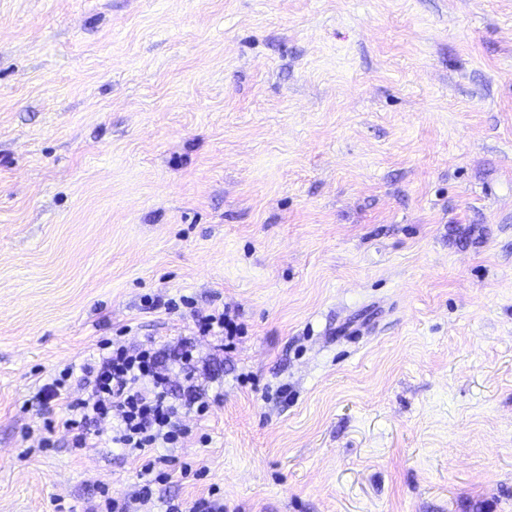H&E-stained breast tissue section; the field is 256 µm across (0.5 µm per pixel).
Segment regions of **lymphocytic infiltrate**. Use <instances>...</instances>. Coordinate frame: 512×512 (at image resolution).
Returning <instances> with one entry per match:
<instances>
[{"mask_svg": "<svg viewBox=\"0 0 512 512\" xmlns=\"http://www.w3.org/2000/svg\"><path fill=\"white\" fill-rule=\"evenodd\" d=\"M76 385L84 390L77 400L71 397ZM40 396L66 405L61 422L47 419L38 426L41 447H52L51 436L59 426L74 448H90L102 441L119 445L124 454L142 462L133 500L151 505L152 474L166 461L164 449L176 447L186 436L180 426L182 406L158 370L153 345L113 348L100 344L93 358L52 377Z\"/></svg>", "mask_w": 512, "mask_h": 512, "instance_id": "f902f5d3", "label": "lymphocytic infiltrate"}]
</instances>
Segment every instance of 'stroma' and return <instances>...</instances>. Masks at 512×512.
Returning <instances> with one entry per match:
<instances>
[{
    "instance_id": "obj_1",
    "label": "stroma",
    "mask_w": 512,
    "mask_h": 512,
    "mask_svg": "<svg viewBox=\"0 0 512 512\" xmlns=\"http://www.w3.org/2000/svg\"><path fill=\"white\" fill-rule=\"evenodd\" d=\"M105 340L222 394L157 512H512V0H0V512L138 484L25 433ZM195 326L199 336H221L227 342L225 346L234 345V340L241 336L242 325L236 321V316L228 310L214 308L204 315H197Z\"/></svg>"
}]
</instances>
